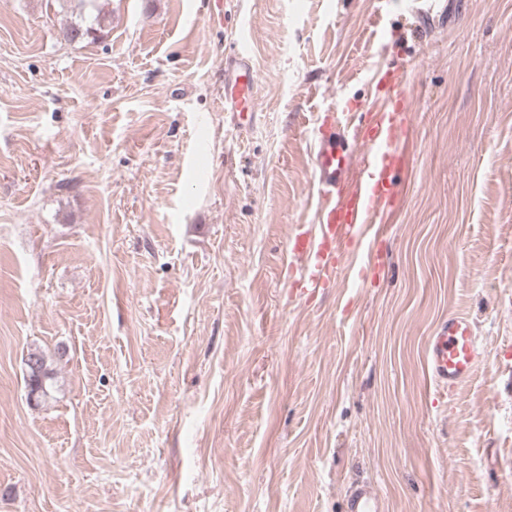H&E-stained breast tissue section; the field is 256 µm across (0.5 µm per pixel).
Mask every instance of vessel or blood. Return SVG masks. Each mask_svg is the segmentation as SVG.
<instances>
[{
    "label": "vessel or blood",
    "mask_w": 512,
    "mask_h": 512,
    "mask_svg": "<svg viewBox=\"0 0 512 512\" xmlns=\"http://www.w3.org/2000/svg\"><path fill=\"white\" fill-rule=\"evenodd\" d=\"M404 79L402 68H387L378 80L382 94L357 126L348 127L329 111L314 131L317 224L296 225L289 240L293 258L306 268L303 287L307 292L331 286L343 247L393 212L401 195V181L411 163ZM258 84L259 74L249 54L235 52L224 79V108L237 129L253 125ZM480 355L473 321L453 314L428 337L424 358L433 380L453 388L470 378ZM379 501L375 485L358 483L349 493L346 512H378Z\"/></svg>",
    "instance_id": "vessel-or-blood-1"
}]
</instances>
